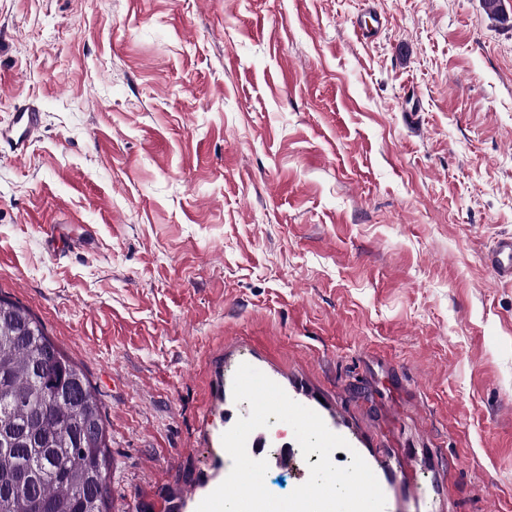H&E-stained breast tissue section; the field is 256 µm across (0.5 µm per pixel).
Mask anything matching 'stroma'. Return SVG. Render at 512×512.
Listing matches in <instances>:
<instances>
[{"label": "stroma", "instance_id": "obj_1", "mask_svg": "<svg viewBox=\"0 0 512 512\" xmlns=\"http://www.w3.org/2000/svg\"><path fill=\"white\" fill-rule=\"evenodd\" d=\"M0 0V294L96 389L110 512H194L249 360L386 465L512 512V0ZM39 126L40 112L30 108L15 112L11 131L5 134L0 133V152L3 149V142L10 153L17 157L24 156ZM482 264L497 282L512 286V233L493 238L482 255Z\"/></svg>", "mask_w": 512, "mask_h": 512}]
</instances>
